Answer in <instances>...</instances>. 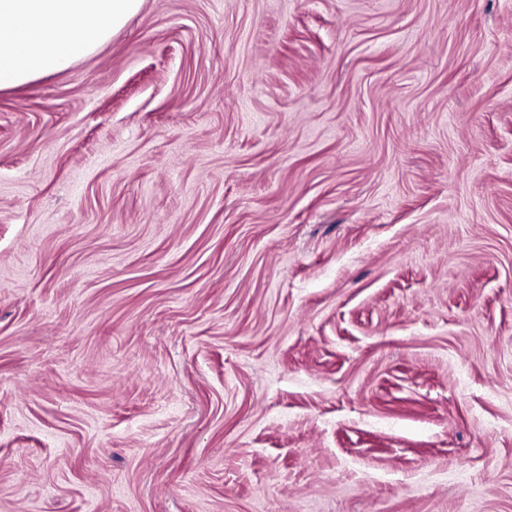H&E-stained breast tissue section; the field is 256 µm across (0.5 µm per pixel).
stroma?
<instances>
[{"label": "stroma", "mask_w": 512, "mask_h": 512, "mask_svg": "<svg viewBox=\"0 0 512 512\" xmlns=\"http://www.w3.org/2000/svg\"><path fill=\"white\" fill-rule=\"evenodd\" d=\"M0 512H512V0H141L0 91Z\"/></svg>", "instance_id": "obj_1"}]
</instances>
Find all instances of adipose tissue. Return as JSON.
I'll list each match as a JSON object with an SVG mask.
<instances>
[{
	"label": "adipose tissue",
	"instance_id": "ef3b65f1",
	"mask_svg": "<svg viewBox=\"0 0 512 512\" xmlns=\"http://www.w3.org/2000/svg\"><path fill=\"white\" fill-rule=\"evenodd\" d=\"M141 0H0V90L58 72L109 40Z\"/></svg>",
	"mask_w": 512,
	"mask_h": 512
}]
</instances>
